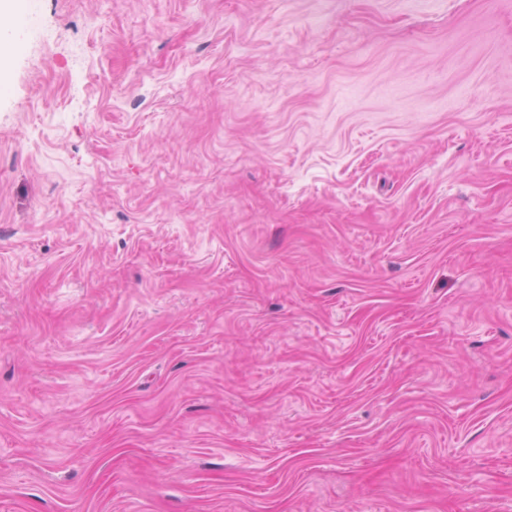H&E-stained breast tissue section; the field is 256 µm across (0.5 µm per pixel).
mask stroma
<instances>
[{
    "label": "stroma",
    "mask_w": 512,
    "mask_h": 512,
    "mask_svg": "<svg viewBox=\"0 0 512 512\" xmlns=\"http://www.w3.org/2000/svg\"><path fill=\"white\" fill-rule=\"evenodd\" d=\"M0 512H512V0H11Z\"/></svg>",
    "instance_id": "obj_1"
}]
</instances>
